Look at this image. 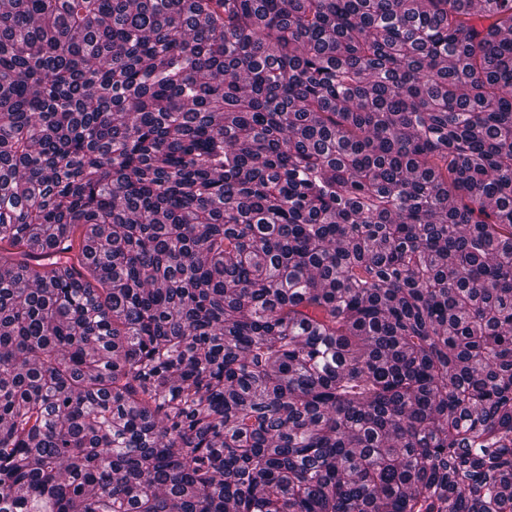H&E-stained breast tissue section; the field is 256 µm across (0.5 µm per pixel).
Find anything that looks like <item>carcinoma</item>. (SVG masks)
<instances>
[{"label":"carcinoma","instance_id":"1","mask_svg":"<svg viewBox=\"0 0 512 512\" xmlns=\"http://www.w3.org/2000/svg\"><path fill=\"white\" fill-rule=\"evenodd\" d=\"M0 512H512V0H0Z\"/></svg>","mask_w":512,"mask_h":512}]
</instances>
